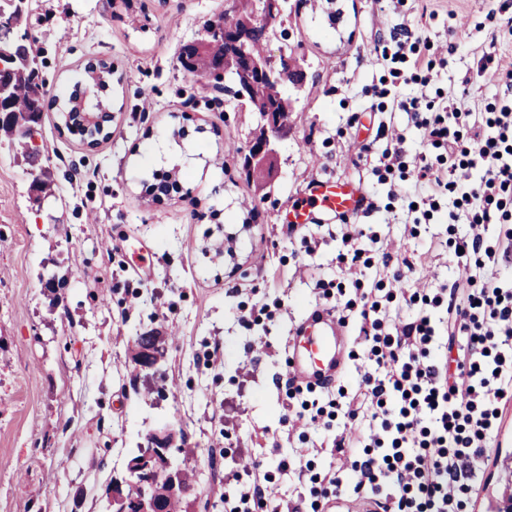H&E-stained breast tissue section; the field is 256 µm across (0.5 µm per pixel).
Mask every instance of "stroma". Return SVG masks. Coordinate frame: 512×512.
<instances>
[{
  "label": "stroma",
  "instance_id": "stroma-1",
  "mask_svg": "<svg viewBox=\"0 0 512 512\" xmlns=\"http://www.w3.org/2000/svg\"><path fill=\"white\" fill-rule=\"evenodd\" d=\"M224 3L33 0L20 25L50 94L87 56L107 59L103 99L115 119L111 139L89 148L46 110L37 163L0 144V512H102L130 449L164 425L195 450L198 501L235 512L241 487L258 477L309 512L322 503L317 479L337 435L358 436L363 422L329 406L331 392L291 397L284 377L296 324L345 305L352 344L337 384L351 394L377 370L359 335L362 294L399 322L457 277L448 243L469 231L476 207L451 194L421 204L418 154L436 169L452 161L399 103L418 100L430 120L461 113L459 146L471 148L474 120L512 98L503 79L512 34L502 25L512 0H334L332 20L290 0L267 50L296 57L305 80L287 89L288 136L258 184L241 175L236 153L260 129L258 113L177 61L180 44ZM419 58L430 69H417ZM400 146L402 165L387 167ZM44 166L55 193L38 202L30 185ZM172 169L182 191L150 194L153 172ZM316 178L359 187L372 209L350 225L325 213L284 224ZM355 231L357 275L340 261ZM53 270L69 276L62 319L49 316L40 281ZM151 329L177 339L167 396L149 406L130 370L133 336ZM305 401L324 414L301 417ZM498 442L478 491L483 512L512 496V424Z\"/></svg>",
  "mask_w": 512,
  "mask_h": 512
}]
</instances>
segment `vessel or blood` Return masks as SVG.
<instances>
[{
	"label": "vessel or blood",
	"mask_w": 512,
	"mask_h": 512,
	"mask_svg": "<svg viewBox=\"0 0 512 512\" xmlns=\"http://www.w3.org/2000/svg\"><path fill=\"white\" fill-rule=\"evenodd\" d=\"M367 211L363 192L342 182L317 180L306 189L298 205L286 218L289 224L312 223L320 213L357 218ZM287 378L314 389L334 385L346 368L349 336L334 312L317 310L295 329Z\"/></svg>",
	"instance_id": "b4317fda"
}]
</instances>
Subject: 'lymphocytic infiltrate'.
Masks as SVG:
<instances>
[{
	"label": "lymphocytic infiltrate",
	"mask_w": 512,
	"mask_h": 512,
	"mask_svg": "<svg viewBox=\"0 0 512 512\" xmlns=\"http://www.w3.org/2000/svg\"><path fill=\"white\" fill-rule=\"evenodd\" d=\"M471 138L473 150L451 172L420 168L428 192L482 201L470 233L450 246L464 276L440 301L446 340L426 310L385 334L377 303L361 312L360 330L386 372L365 373L348 396V417L370 421L369 434L337 440L322 479L337 486L351 473L355 499L375 512H476L480 475L512 413V283L498 275L512 262V213L501 202L512 194V106L475 121Z\"/></svg>",
	"instance_id": "1"
}]
</instances>
